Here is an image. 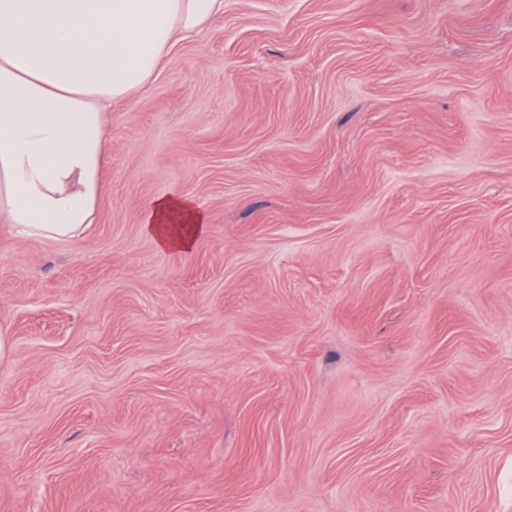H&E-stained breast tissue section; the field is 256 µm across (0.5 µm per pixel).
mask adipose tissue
Listing matches in <instances>:
<instances>
[{
    "label": "adipose tissue",
    "instance_id": "1",
    "mask_svg": "<svg viewBox=\"0 0 512 512\" xmlns=\"http://www.w3.org/2000/svg\"><path fill=\"white\" fill-rule=\"evenodd\" d=\"M224 0H0V223L75 240L105 192V116L155 79L176 35L203 29ZM206 217L157 197L144 230L189 251Z\"/></svg>",
    "mask_w": 512,
    "mask_h": 512
}]
</instances>
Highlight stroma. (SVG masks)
I'll list each match as a JSON object with an SVG mask.
<instances>
[{
	"label": "stroma",
	"mask_w": 512,
	"mask_h": 512,
	"mask_svg": "<svg viewBox=\"0 0 512 512\" xmlns=\"http://www.w3.org/2000/svg\"><path fill=\"white\" fill-rule=\"evenodd\" d=\"M103 179L0 224V512H512V0H224ZM205 228L204 213L178 193L157 197L145 208L144 230L164 251H189Z\"/></svg>",
	"instance_id": "35a3bbf8"
}]
</instances>
